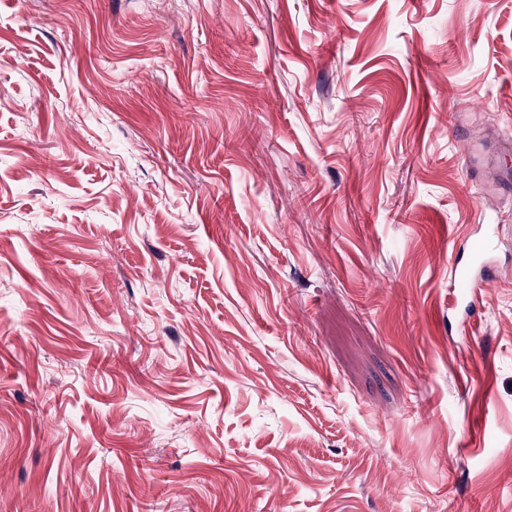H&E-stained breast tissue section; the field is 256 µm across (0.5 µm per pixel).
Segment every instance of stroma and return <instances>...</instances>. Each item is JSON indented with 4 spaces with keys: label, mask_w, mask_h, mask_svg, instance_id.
Segmentation results:
<instances>
[{
    "label": "stroma",
    "mask_w": 512,
    "mask_h": 512,
    "mask_svg": "<svg viewBox=\"0 0 512 512\" xmlns=\"http://www.w3.org/2000/svg\"><path fill=\"white\" fill-rule=\"evenodd\" d=\"M473 140L512 0H0V512H512ZM496 248L495 225H485V232L469 249L470 262L466 265L454 264L450 270L449 287L453 295L451 304L465 301L470 310L485 288H490L496 278L490 265V257ZM456 288H459L456 291Z\"/></svg>",
    "instance_id": "obj_1"
}]
</instances>
